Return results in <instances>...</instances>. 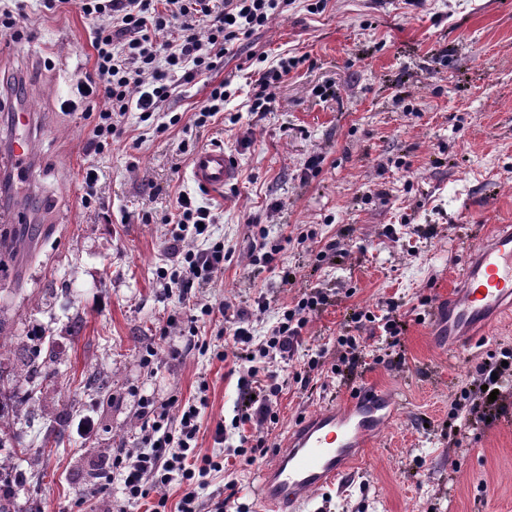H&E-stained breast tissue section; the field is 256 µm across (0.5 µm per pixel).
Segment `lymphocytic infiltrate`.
Returning a JSON list of instances; mask_svg holds the SVG:
<instances>
[{"label": "lymphocytic infiltrate", "instance_id": "obj_1", "mask_svg": "<svg viewBox=\"0 0 512 512\" xmlns=\"http://www.w3.org/2000/svg\"><path fill=\"white\" fill-rule=\"evenodd\" d=\"M76 6L84 18L95 22L92 47L95 76L86 82L87 94L103 92L104 108L88 132V148L94 154L111 149L122 134L127 112L137 110L142 120L152 118L160 103L169 99L176 77L191 78L215 69L228 46L248 40L265 27L288 0H65ZM170 266L158 268L156 280L166 296L179 300L193 298L195 289L211 285L224 273L228 258L223 242L197 247L198 239H208L214 219L207 207L188 194L176 199L171 218ZM321 292L302 294L263 336H254L251 315L237 311L234 316L231 354L243 367L238 383L248 403L240 405L230 427L216 425L214 441L224 444L228 428L245 424L259 426L272 414L269 396L279 390V375L270 369L269 359L288 360L308 323L309 313L326 305ZM507 372L501 362L479 363L475 367V387L463 402L455 403L449 416L457 422L463 416L489 411L490 391ZM142 445L119 448L104 483L91 490V497L107 499L113 483H120L125 501L147 498L152 487L180 479L186 489L177 512H224L228 500L223 491L200 497L201 477L221 472L224 460L197 450L200 410L187 404L144 401Z\"/></svg>", "mask_w": 512, "mask_h": 512}]
</instances>
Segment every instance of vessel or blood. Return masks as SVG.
<instances>
[{"label": "vessel or blood", "instance_id": "vessel-or-blood-1", "mask_svg": "<svg viewBox=\"0 0 512 512\" xmlns=\"http://www.w3.org/2000/svg\"><path fill=\"white\" fill-rule=\"evenodd\" d=\"M237 164L220 148H204L192 161L190 178L199 189L223 190ZM512 311V226H497L469 252L446 307L437 309L446 320L448 335L459 342L494 325ZM382 394L354 390L337 405L310 415L288 435L285 452L278 454L261 475L257 495L266 512H300L314 491L344 489L354 466L355 449L368 446L377 430Z\"/></svg>", "mask_w": 512, "mask_h": 512}]
</instances>
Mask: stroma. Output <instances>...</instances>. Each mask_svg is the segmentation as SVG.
Listing matches in <instances>:
<instances>
[{
	"instance_id": "obj_1",
	"label": "stroma",
	"mask_w": 512,
	"mask_h": 512,
	"mask_svg": "<svg viewBox=\"0 0 512 512\" xmlns=\"http://www.w3.org/2000/svg\"><path fill=\"white\" fill-rule=\"evenodd\" d=\"M313 2L292 0L215 69L179 80L151 120L128 113L111 150L94 155L87 132L104 99L77 90L94 72L91 29L74 9L18 0L26 39L0 33V69L21 72L26 87L18 97L0 92V179L10 187L0 215L37 233L0 267V319L20 340L50 336L56 354L54 378L24 400L21 417L0 419L28 449L0 448L18 477L20 512H103L88 494L90 474L111 449L139 444L144 398L200 404L198 449L221 454L213 431L231 421L241 391L233 359L217 357L229 330L220 305L252 312L260 336L310 288L329 297L303 332L302 348L319 365L308 372L296 360L275 362L283 390L262 429L268 457L225 461L211 489L235 482L239 505L262 512L259 475L285 450L290 428L372 385L395 407L382 411L346 490L314 492L303 512H512V376L493 420L472 415L455 440L446 426L475 365L512 352V316L454 349L446 325L430 319L469 246L492 225L512 224V0H324L319 10ZM260 55L297 60L264 115L250 110ZM223 81V116L196 127L197 110ZM21 111L33 115L35 152L27 177L16 178L8 161ZM171 112L180 123L156 134ZM215 142L237 160V176L209 193L188 172ZM312 156L315 174L305 170ZM91 164L98 199L87 207ZM182 193L210 209L211 236L230 259L203 291L214 308L198 323L208 348L172 359L168 345L183 339L167 322L189 307L163 294L156 271L169 258L164 219ZM260 226L268 244L284 245L294 285L253 256ZM334 239L341 254L325 255ZM261 295L269 301L262 312ZM390 303L406 325L399 339L352 318ZM342 336L358 339L355 365L341 363ZM92 374L110 401L83 393ZM69 402L63 449L41 455L47 419Z\"/></svg>"
}]
</instances>
